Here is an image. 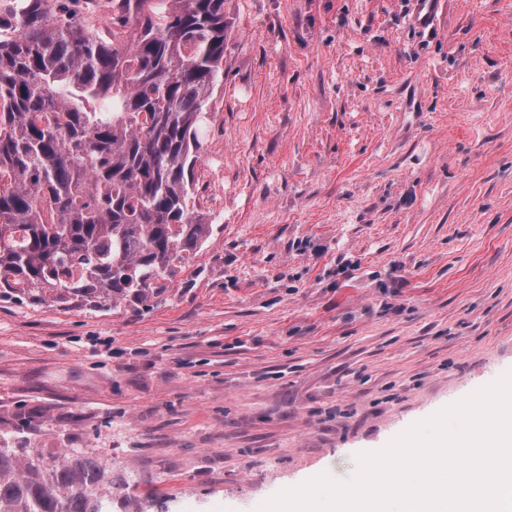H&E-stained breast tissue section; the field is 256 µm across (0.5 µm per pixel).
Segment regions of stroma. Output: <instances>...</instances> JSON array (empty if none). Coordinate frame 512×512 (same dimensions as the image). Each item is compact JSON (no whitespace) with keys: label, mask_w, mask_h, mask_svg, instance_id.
Returning <instances> with one entry per match:
<instances>
[{"label":"stroma","mask_w":512,"mask_h":512,"mask_svg":"<svg viewBox=\"0 0 512 512\" xmlns=\"http://www.w3.org/2000/svg\"><path fill=\"white\" fill-rule=\"evenodd\" d=\"M189 267L0 299V437L117 512H255L512 369V0H224Z\"/></svg>","instance_id":"stroma-1"}]
</instances>
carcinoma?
<instances>
[{"mask_svg": "<svg viewBox=\"0 0 512 512\" xmlns=\"http://www.w3.org/2000/svg\"><path fill=\"white\" fill-rule=\"evenodd\" d=\"M112 43L67 0L0 11V299L142 302L212 225L192 214L224 79V0H108ZM101 457L0 439V512H112Z\"/></svg>", "mask_w": 512, "mask_h": 512, "instance_id": "carcinoma-1", "label": "carcinoma"}]
</instances>
